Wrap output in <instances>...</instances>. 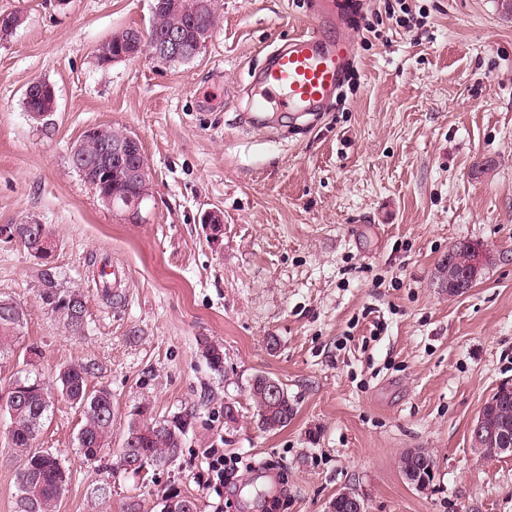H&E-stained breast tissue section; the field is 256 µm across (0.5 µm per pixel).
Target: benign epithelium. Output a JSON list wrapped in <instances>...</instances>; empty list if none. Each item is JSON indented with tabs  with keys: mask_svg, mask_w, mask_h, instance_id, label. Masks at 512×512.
Wrapping results in <instances>:
<instances>
[{
	"mask_svg": "<svg viewBox=\"0 0 512 512\" xmlns=\"http://www.w3.org/2000/svg\"><path fill=\"white\" fill-rule=\"evenodd\" d=\"M210 31L193 32L194 39L187 40L183 30L170 31L165 37L155 40L147 46L139 41L132 50L112 56V43L108 40L101 42L97 47V56L107 61L124 60L135 53L147 51L159 61H168L172 58L193 57L208 38ZM24 96L39 99L45 102L41 112H33L31 116L41 119L55 110L56 93L53 85L42 81H35L27 86ZM93 134L87 133L75 144L70 152L72 167L86 181L106 182L119 175L125 178L130 190L123 200L130 206V210H138V204L150 192L148 175L150 168L145 158L141 138L132 132L126 131L118 137L109 140L91 142ZM491 261L488 250L478 244L469 248V257L461 266H456V259L448 255V287L457 294L465 293L473 287L480 271ZM472 447L481 448L490 444L497 448L498 455L512 457V430L504 427L487 430L481 417L477 416L471 425ZM350 512H367V503L364 497L354 491L340 493Z\"/></svg>",
	"mask_w": 512,
	"mask_h": 512,
	"instance_id": "7a95c632",
	"label": "benign epithelium"
}]
</instances>
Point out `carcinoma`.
Masks as SVG:
<instances>
[{
	"instance_id": "cac0c4a2",
	"label": "carcinoma",
	"mask_w": 512,
	"mask_h": 512,
	"mask_svg": "<svg viewBox=\"0 0 512 512\" xmlns=\"http://www.w3.org/2000/svg\"><path fill=\"white\" fill-rule=\"evenodd\" d=\"M199 0H154L152 21L148 29L128 27L112 36V49L125 47L130 39L154 40L167 34L179 24L193 21L198 27L213 29L217 23L218 0H210V9L199 12ZM21 245L40 261L38 293L52 315L63 322L72 333L78 334L85 327L86 307L71 305L76 288L65 287L52 266L54 246L47 227L35 226L24 236ZM21 304L12 296L0 293V365L11 359L20 345L25 320L19 317ZM203 356L214 372H224V350L216 344L203 342ZM64 373L53 383L45 382L29 371L11 375L8 395L17 398V405L4 411L8 419V445L20 456L16 470L15 512H58L70 482V471L62 457L49 449L35 447L42 433L49 412L54 406V396L60 395L71 407L81 413L77 432V448L89 463L102 461L112 449V393L102 387L91 390L89 377L93 364L73 363L63 366ZM248 393L259 425L288 426L295 416L294 401L284 394L278 406L272 407L264 390L248 386ZM194 418L190 410L171 417H157L148 406L137 407V419L131 420L115 460L107 466L109 475L125 470L129 456H139L158 469L171 465L181 448L186 428ZM483 423L488 428L507 425L512 428V393L493 407H484ZM435 463L434 457L424 448H413L400 457L402 475L416 474Z\"/></svg>"
}]
</instances>
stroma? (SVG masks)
<instances>
[{"mask_svg": "<svg viewBox=\"0 0 512 512\" xmlns=\"http://www.w3.org/2000/svg\"><path fill=\"white\" fill-rule=\"evenodd\" d=\"M314 2L220 0L193 61L145 52L103 67L98 45L149 27L153 0H0L23 18L0 40V227L46 224L59 277L87 306L71 334L36 293V259L0 238V293L24 307L30 349L0 369V391L15 370L95 362L89 387L112 393L116 446L137 406L194 413L170 466L111 477L76 446L79 412L56 402L37 445L71 472L60 512L131 499L159 512L170 493L201 512H325L344 489L368 512H512V457L483 458L470 436L512 381V14L501 0H406L420 23L405 28L384 18L394 0H334L355 47L339 96L315 123L273 108L266 127L241 130L244 90L270 50L310 29ZM35 80L56 92L41 120L23 103ZM97 126L143 142L152 186L137 215L106 206L70 164ZM208 209L224 216L219 235L201 222ZM459 242L493 260L452 297L440 265ZM106 257L128 274L111 308L93 280ZM205 340L223 346V374ZM257 374L287 386L288 427L258 428ZM208 448L241 466L220 497ZM411 448L436 461L427 489L400 472Z\"/></svg>", "mask_w": 512, "mask_h": 512, "instance_id": "1", "label": "stroma"}]
</instances>
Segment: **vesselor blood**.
Segmentation results:
<instances>
[{
    "label": "vessel or blood",
    "instance_id": "b4317fda",
    "mask_svg": "<svg viewBox=\"0 0 512 512\" xmlns=\"http://www.w3.org/2000/svg\"><path fill=\"white\" fill-rule=\"evenodd\" d=\"M313 21L312 31L295 36L264 62L252 101L255 114L273 105L284 112L315 110L335 93L353 46L330 36L338 24L333 10H320Z\"/></svg>",
    "mask_w": 512,
    "mask_h": 512
}]
</instances>
